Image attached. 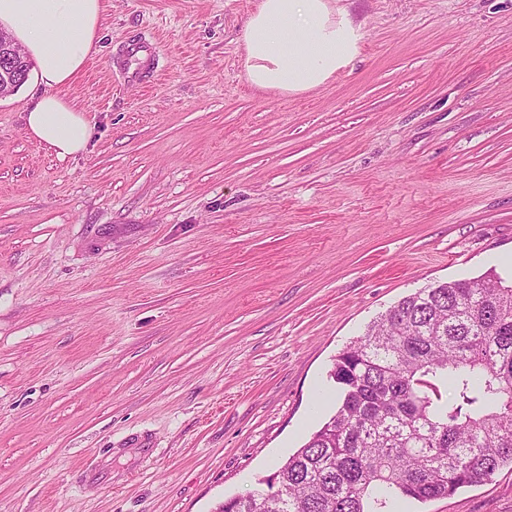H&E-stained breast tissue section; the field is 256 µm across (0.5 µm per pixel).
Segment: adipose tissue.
Returning a JSON list of instances; mask_svg holds the SVG:
<instances>
[{
    "mask_svg": "<svg viewBox=\"0 0 512 512\" xmlns=\"http://www.w3.org/2000/svg\"><path fill=\"white\" fill-rule=\"evenodd\" d=\"M101 0H0V28L36 64L45 92L24 114L28 135L59 158L85 150L89 123L63 90L95 45ZM364 24L336 0H260L242 35L246 78L288 94L325 85L357 59Z\"/></svg>",
    "mask_w": 512,
    "mask_h": 512,
    "instance_id": "ef3b65f1",
    "label": "adipose tissue"
}]
</instances>
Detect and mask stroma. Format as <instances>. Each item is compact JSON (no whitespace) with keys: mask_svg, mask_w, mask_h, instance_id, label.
<instances>
[{"mask_svg":"<svg viewBox=\"0 0 512 512\" xmlns=\"http://www.w3.org/2000/svg\"><path fill=\"white\" fill-rule=\"evenodd\" d=\"M103 4L84 152L26 133L41 86L0 98V512H213L387 308L512 278V0H352L359 56L300 95L245 78L258 0ZM136 35L161 69L124 83ZM406 509L512 512V468Z\"/></svg>","mask_w":512,"mask_h":512,"instance_id":"1","label":"stroma"}]
</instances>
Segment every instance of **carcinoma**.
<instances>
[{
    "mask_svg": "<svg viewBox=\"0 0 512 512\" xmlns=\"http://www.w3.org/2000/svg\"><path fill=\"white\" fill-rule=\"evenodd\" d=\"M337 407L217 512H401L512 466V284L403 297L335 356Z\"/></svg>",
    "mask_w": 512,
    "mask_h": 512,
    "instance_id": "1",
    "label": "carcinoma"
}]
</instances>
